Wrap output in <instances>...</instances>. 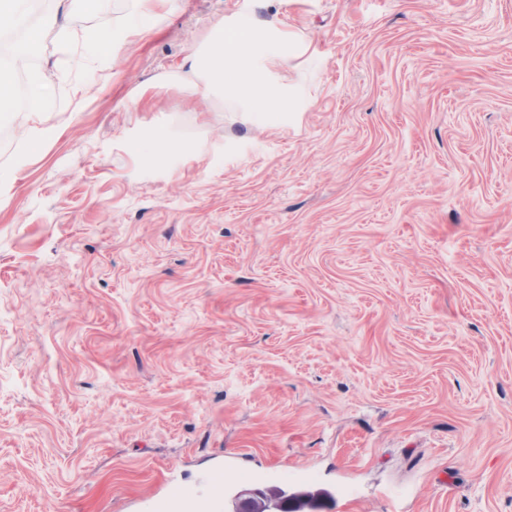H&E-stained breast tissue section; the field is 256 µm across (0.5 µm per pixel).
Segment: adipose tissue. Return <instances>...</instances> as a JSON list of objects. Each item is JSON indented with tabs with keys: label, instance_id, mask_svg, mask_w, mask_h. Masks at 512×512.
Segmentation results:
<instances>
[{
	"label": "adipose tissue",
	"instance_id": "adipose-tissue-1",
	"mask_svg": "<svg viewBox=\"0 0 512 512\" xmlns=\"http://www.w3.org/2000/svg\"><path fill=\"white\" fill-rule=\"evenodd\" d=\"M307 47L298 35L276 20L240 22L230 18L211 45L190 61L191 70L199 77L204 91L222 93L242 111L252 114L294 111L300 89L285 84L277 75L285 56L299 57ZM28 70L26 56L15 52L0 60V112L15 111V90L11 76ZM29 72L27 86L29 105L20 123L23 139L28 144L53 139L58 130L39 118V104L48 85L42 73Z\"/></svg>",
	"mask_w": 512,
	"mask_h": 512
}]
</instances>
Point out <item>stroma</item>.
Masks as SVG:
<instances>
[{"label": "stroma", "mask_w": 512, "mask_h": 512, "mask_svg": "<svg viewBox=\"0 0 512 512\" xmlns=\"http://www.w3.org/2000/svg\"><path fill=\"white\" fill-rule=\"evenodd\" d=\"M54 5L62 132L0 118V512H156L230 465L217 512H512V0H109L66 51ZM241 13L314 48L296 116L191 74ZM135 35V29L126 19L117 20L113 26L102 32L97 40L103 41L112 48L117 44H126L131 37Z\"/></svg>", "instance_id": "1"}]
</instances>
